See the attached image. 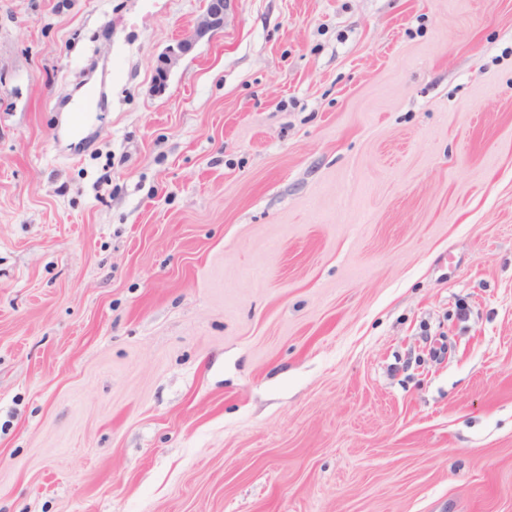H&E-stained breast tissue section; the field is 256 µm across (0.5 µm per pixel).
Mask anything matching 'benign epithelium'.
<instances>
[{
  "label": "benign epithelium",
  "mask_w": 512,
  "mask_h": 512,
  "mask_svg": "<svg viewBox=\"0 0 512 512\" xmlns=\"http://www.w3.org/2000/svg\"><path fill=\"white\" fill-rule=\"evenodd\" d=\"M231 0H208V5L194 29L177 39L161 52L153 65V90L161 93L166 89L169 75L178 60L188 54L201 39L211 38L224 29V21Z\"/></svg>",
  "instance_id": "obj_1"
}]
</instances>
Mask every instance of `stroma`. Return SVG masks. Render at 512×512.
Returning a JSON list of instances; mask_svg holds the SVG:
<instances>
[{"label": "stroma", "instance_id": "35a3bbf8", "mask_svg": "<svg viewBox=\"0 0 512 512\" xmlns=\"http://www.w3.org/2000/svg\"><path fill=\"white\" fill-rule=\"evenodd\" d=\"M206 5L0 0V512H512V0ZM232 0H209L207 8L194 29L178 38L161 52L153 65V90L162 93L167 86L169 75L178 60L188 54L201 39L211 38L224 29V21Z\"/></svg>", "mask_w": 512, "mask_h": 512}]
</instances>
